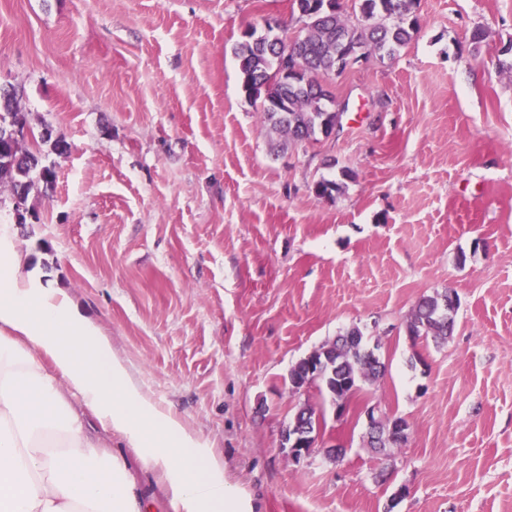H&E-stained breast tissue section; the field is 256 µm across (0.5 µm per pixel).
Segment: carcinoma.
<instances>
[{
    "instance_id": "cac0c4a2",
    "label": "carcinoma",
    "mask_w": 512,
    "mask_h": 512,
    "mask_svg": "<svg viewBox=\"0 0 512 512\" xmlns=\"http://www.w3.org/2000/svg\"><path fill=\"white\" fill-rule=\"evenodd\" d=\"M319 0H292L291 12L305 22L303 28L291 32L283 29L279 39L273 34L247 30L234 47L242 77V89L252 101L260 102L268 132L279 139L278 147L313 141L321 127L332 123L328 116L334 102L327 80L340 74L338 62L344 57L371 56L394 60L412 39L416 19H408L415 0H354L351 11L341 0H333L329 8L314 11ZM356 15L351 20L348 13ZM300 72L288 77L281 74V54L286 47ZM9 114L13 121L28 124L27 116L17 106V92L0 95V117ZM14 147L0 145V186L10 187L11 194L22 191L28 200L37 184H46L40 159L49 153L62 154L67 143L44 135L31 136ZM456 306L449 302L448 292L422 297L412 309L405 327L408 335L432 337L445 342L453 332ZM326 355L325 375L319 384L333 399H350L383 378L385 362L378 347H369L359 327L318 347ZM293 418L310 424V434L319 430L315 409L307 402L296 407ZM408 423L402 418L385 417L368 432V444L374 449L398 447L407 440Z\"/></svg>"
}]
</instances>
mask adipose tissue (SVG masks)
Wrapping results in <instances>:
<instances>
[{
	"label": "adipose tissue",
	"mask_w": 512,
	"mask_h": 512,
	"mask_svg": "<svg viewBox=\"0 0 512 512\" xmlns=\"http://www.w3.org/2000/svg\"><path fill=\"white\" fill-rule=\"evenodd\" d=\"M121 435L174 512H242L206 440L161 409L62 289L22 274L0 236V512H141Z\"/></svg>",
	"instance_id": "ef3b65f1"
}]
</instances>
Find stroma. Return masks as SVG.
<instances>
[{"label":"stroma","instance_id":"obj_1","mask_svg":"<svg viewBox=\"0 0 512 512\" xmlns=\"http://www.w3.org/2000/svg\"><path fill=\"white\" fill-rule=\"evenodd\" d=\"M414 14L399 58L330 80L336 132L277 153L233 48L268 20L298 29L288 0H0V83L68 144L33 219L6 204L0 226L209 441L244 512H512V0ZM323 179L342 191L317 196ZM444 289L452 335L409 339ZM354 326L384 377L341 416L292 393L291 365ZM305 401L325 425L295 461L280 439ZM365 405L407 441L369 448Z\"/></svg>","mask_w":512,"mask_h":512}]
</instances>
